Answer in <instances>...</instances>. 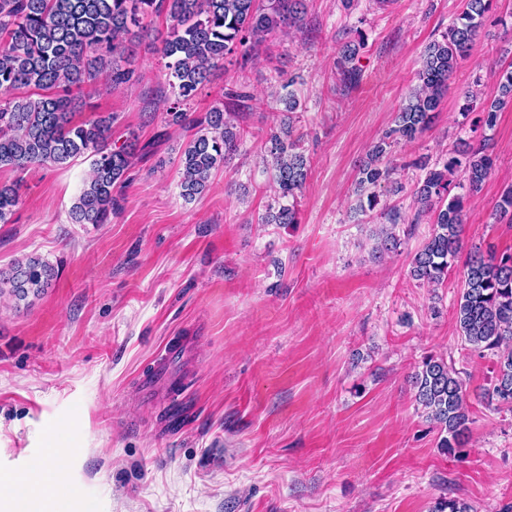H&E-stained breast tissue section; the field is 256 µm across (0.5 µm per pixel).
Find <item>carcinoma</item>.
Wrapping results in <instances>:
<instances>
[{"mask_svg": "<svg viewBox=\"0 0 512 512\" xmlns=\"http://www.w3.org/2000/svg\"><path fill=\"white\" fill-rule=\"evenodd\" d=\"M466 7L443 39L425 49L418 85L395 117L389 136L412 141L423 133L448 91V81L471 50L492 0H465ZM306 0H0V169L24 171L33 165H67L89 156L91 172L75 198L70 217L75 224H107L122 209V187L143 147L135 138L111 141L114 116L75 120L70 92L105 77L112 90L128 84L133 39L145 20L166 16L170 26L160 38L159 54L172 77L173 99L164 123L190 132L179 165L181 196L192 201L208 186L212 171L237 151L240 136L226 120L219 103L200 116L193 103L211 71L236 50L254 49L265 38L300 26ZM358 55L355 44L342 49L346 66L340 81L358 82V70L347 67ZM498 97L482 108L474 124L488 130L498 122L505 101L512 99V60L495 72ZM388 143H377L359 168L358 207L374 209V188L386 180L383 163ZM266 159L275 173L279 196L288 203L269 208L265 224H296L297 198L309 170L298 151L290 126L270 134ZM494 165L482 144L454 149L417 182L414 197L419 212L433 214V230L414 253L411 276L440 285L463 264L464 286L456 306V323L473 349L492 357L495 376L486 390L488 404L512 406V253H464L463 224L467 196L456 187L480 189ZM20 203L19 184L0 182V223L8 224ZM397 215L376 233L378 257L398 251ZM55 277L53 266L28 256L0 269V295L18 301L37 296ZM416 401L438 431L437 446L457 453L469 431L470 414L462 379L442 358L429 356L412 376ZM433 512H471L458 498L437 503Z\"/></svg>", "mask_w": 512, "mask_h": 512, "instance_id": "carcinoma-1", "label": "carcinoma"}]
</instances>
